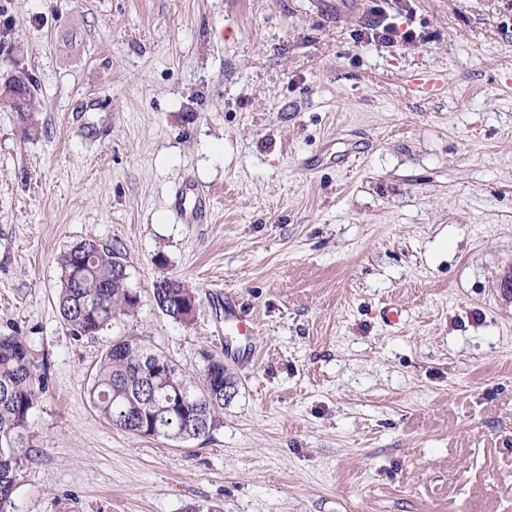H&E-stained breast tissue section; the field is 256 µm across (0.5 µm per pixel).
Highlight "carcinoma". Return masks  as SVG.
Wrapping results in <instances>:
<instances>
[{
	"mask_svg": "<svg viewBox=\"0 0 512 512\" xmlns=\"http://www.w3.org/2000/svg\"><path fill=\"white\" fill-rule=\"evenodd\" d=\"M115 257H123L120 249L94 239L60 257L57 312L77 338L99 335L141 305L128 280L112 273ZM152 295L157 307L176 321L182 306L197 299L193 287L166 275L153 284ZM152 355L135 336L112 340L88 390L93 408L111 426L141 437L187 441L211 436L223 424L224 385L234 381L223 358L204 350L202 370L191 374L164 356L170 375L160 376L151 371ZM38 368L23 337L0 336V512H7L17 471L30 460L21 438L47 387V374ZM180 394L184 400L175 407L173 400Z\"/></svg>",
	"mask_w": 512,
	"mask_h": 512,
	"instance_id": "obj_1",
	"label": "carcinoma"
}]
</instances>
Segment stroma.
<instances>
[{"mask_svg": "<svg viewBox=\"0 0 512 512\" xmlns=\"http://www.w3.org/2000/svg\"><path fill=\"white\" fill-rule=\"evenodd\" d=\"M0 0V335L47 368L9 512H512V0ZM435 75L438 95L410 81ZM212 201L181 223L179 187ZM120 248L137 315L74 338L60 256ZM176 275L192 324L152 297ZM258 325L209 439L87 394L112 339L182 368ZM370 14L373 16L361 25V29L357 31V40L360 43L372 44L379 43L391 45L398 42V39L403 42H410L416 36L414 31L406 29L399 32L398 28L391 23H385L381 18L383 16V8L375 5L370 9ZM256 335L253 319H250L242 309L239 298L231 294H225L224 346H226L230 358L239 361L253 357L256 350ZM240 337L244 339V344L233 348Z\"/></svg>", "mask_w": 512, "mask_h": 512, "instance_id": "obj_1", "label": "stroma"}]
</instances>
